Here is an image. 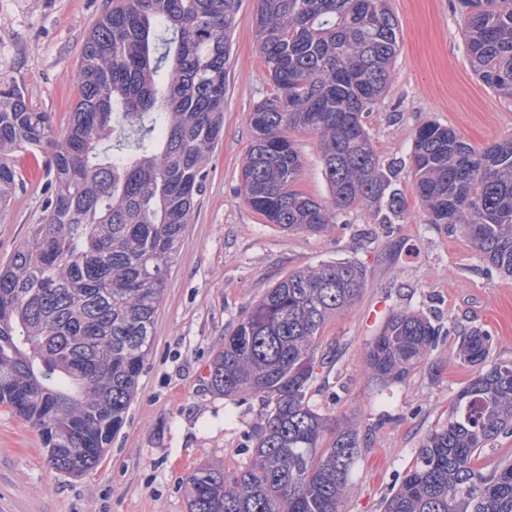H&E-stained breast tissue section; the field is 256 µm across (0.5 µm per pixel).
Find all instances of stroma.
<instances>
[{
  "instance_id": "stroma-1",
  "label": "stroma",
  "mask_w": 512,
  "mask_h": 512,
  "mask_svg": "<svg viewBox=\"0 0 512 512\" xmlns=\"http://www.w3.org/2000/svg\"><path fill=\"white\" fill-rule=\"evenodd\" d=\"M105 5L0 0V79L19 85L59 125L74 107L85 37ZM256 7L257 0H242L223 140L210 156L122 431L95 468L72 477L50 467L39 430L0 405V512H186V477L195 468L246 463L244 434L261 423L262 403L214 393L210 359L246 308L295 269L353 261L365 273L355 305L322 332L321 349L333 362L313 397L337 427L359 434L345 512H383L420 441L471 379L473 367L458 356L464 332H487L492 358L512 361V276L481 260L461 230L428 223L405 165L413 132L429 121L476 147L512 136V101L485 86L466 58L458 0H392L400 49L364 126L382 159L401 165L402 216L375 224L362 211L342 213L318 235L264 224L237 192L250 113L270 92L252 24ZM295 140L303 160L298 189L330 202L317 136ZM46 183L43 176L24 180L0 211V260L39 223ZM404 307L430 317L441 334L420 366L381 387L365 374V353L392 311Z\"/></svg>"
}]
</instances>
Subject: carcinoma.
Returning a JSON list of instances; mask_svg holds the SVG:
<instances>
[{
    "label": "carcinoma",
    "instance_id": "cac0c4a2",
    "mask_svg": "<svg viewBox=\"0 0 512 512\" xmlns=\"http://www.w3.org/2000/svg\"><path fill=\"white\" fill-rule=\"evenodd\" d=\"M474 74L512 100V0H459ZM241 0H107L76 72L66 128L0 80V207L20 184L16 157L42 152L43 214L0 263V405L41 432L52 469L81 476L123 428L158 310L224 134L231 35ZM253 23L271 93L250 115L238 190L265 223L319 234L359 208L390 224L405 208L363 114L386 91L399 48L391 0H258ZM295 133L317 135L332 205L296 189ZM413 190L428 223L460 228L479 257L512 275V136L476 149L436 122L413 133ZM364 287L355 262L289 272L247 310L210 362L209 387L266 403L249 461L187 477V512H344L358 433L312 402L330 355L326 324ZM440 329L391 313L366 354L368 378L398 383ZM474 367L448 418L421 440L383 512H512V463L481 452L512 435V362L490 336H463ZM507 436L500 437L494 444L483 450L479 460L483 472H492L507 460L512 461V435Z\"/></svg>",
    "mask_w": 512,
    "mask_h": 512
}]
</instances>
